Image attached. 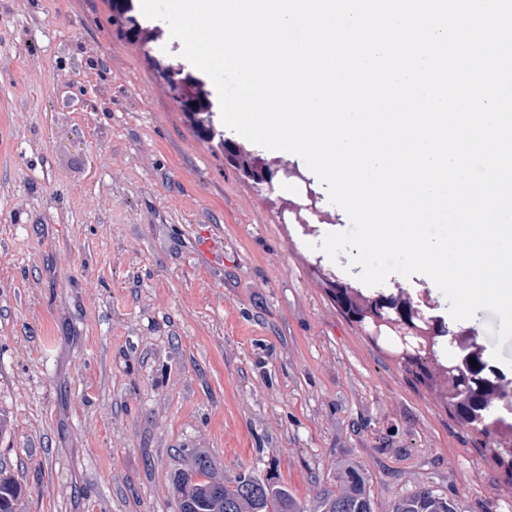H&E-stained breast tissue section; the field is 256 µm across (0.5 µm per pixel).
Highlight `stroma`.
Returning a JSON list of instances; mask_svg holds the SVG:
<instances>
[{"instance_id": "stroma-1", "label": "stroma", "mask_w": 512, "mask_h": 512, "mask_svg": "<svg viewBox=\"0 0 512 512\" xmlns=\"http://www.w3.org/2000/svg\"><path fill=\"white\" fill-rule=\"evenodd\" d=\"M140 0H0V470L16 512H178L200 448L322 512L346 466L374 512L420 487L512 512V470L333 297L349 219L294 214L224 159L217 91ZM177 72L175 105L163 89ZM481 310L449 320L501 347Z\"/></svg>"}]
</instances>
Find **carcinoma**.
<instances>
[{
	"label": "carcinoma",
	"mask_w": 512,
	"mask_h": 512,
	"mask_svg": "<svg viewBox=\"0 0 512 512\" xmlns=\"http://www.w3.org/2000/svg\"><path fill=\"white\" fill-rule=\"evenodd\" d=\"M224 157L244 174L259 160L255 152L240 146L232 152L224 151ZM347 292L349 306L360 310L357 322L371 323L372 297L354 287ZM443 331L438 325L432 335L415 337V344L402 350V360L427 374L456 418L482 435L486 446L500 456L512 458V428L506 433L495 428V424L504 422L497 410L498 403L507 397L508 382L484 358L482 348L472 337L460 334L461 346L446 348L442 344ZM461 349L475 351L477 365L466 369L459 379L450 375L448 367L457 363ZM184 452L192 458V466L189 472L180 473L173 480L178 512H300L296 498L273 479L262 480L246 472L227 484L215 476L206 451L186 448ZM20 495L17 482L0 471V512H16ZM322 512H374L373 497L360 469H343L336 493L322 501ZM395 512H454V506L448 495L422 487L403 497Z\"/></svg>",
	"instance_id": "obj_1"
}]
</instances>
